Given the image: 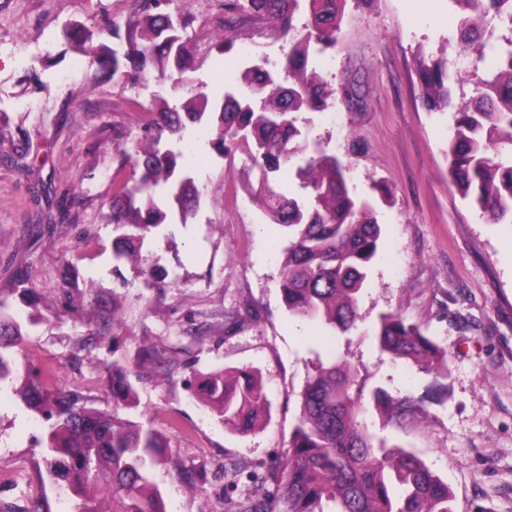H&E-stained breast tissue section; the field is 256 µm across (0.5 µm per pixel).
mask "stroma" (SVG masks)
Wrapping results in <instances>:
<instances>
[{
	"label": "stroma",
	"instance_id": "stroma-1",
	"mask_svg": "<svg viewBox=\"0 0 512 512\" xmlns=\"http://www.w3.org/2000/svg\"><path fill=\"white\" fill-rule=\"evenodd\" d=\"M195 43L223 41L197 72L211 84L263 57L283 63L288 45L266 22L227 28L218 0H182ZM132 0H0V293L28 321L25 357L52 370V385L108 411L112 362L138 381L141 422L169 451L154 480L166 512H235L288 452L306 381L327 350L360 367L366 393L423 398V415L371 431L415 453L453 493L454 512H512V224H492L450 183V112H429L417 77L420 53L456 62L458 15L449 0H347L340 41L317 70L329 88L360 87L364 106L342 98L315 114L312 138L342 158L358 191L386 184L382 240L361 303L363 326L383 312L420 325L448 356L435 380L382 355L369 338H316L291 316L280 290L284 228L268 224L241 188L250 173L197 148L201 190L187 223L158 232L142 254L176 272L175 288H151L130 266L112 267L102 221L119 150L137 137L155 83L130 88L89 64L118 47ZM48 275L50 299L21 297L26 272ZM67 273L65 288L55 279ZM117 309L105 340L88 343L89 305ZM216 369L248 370L269 406L241 434L219 423L190 384ZM42 419L12 392L0 397V512H72L47 474Z\"/></svg>",
	"mask_w": 512,
	"mask_h": 512
}]
</instances>
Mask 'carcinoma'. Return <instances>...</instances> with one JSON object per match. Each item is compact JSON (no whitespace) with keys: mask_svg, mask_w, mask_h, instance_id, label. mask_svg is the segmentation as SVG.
I'll use <instances>...</instances> for the list:
<instances>
[{"mask_svg":"<svg viewBox=\"0 0 512 512\" xmlns=\"http://www.w3.org/2000/svg\"><path fill=\"white\" fill-rule=\"evenodd\" d=\"M173 2L133 0V29L121 50L112 51V74H122L131 88L153 80L180 93L173 104L154 98L142 134L120 150L105 214L114 267L141 262L145 241L176 218L186 223L197 207L199 190L185 163L194 147L188 132L231 164L245 144L249 167L258 173L246 191L270 223L288 229L280 279L289 314L341 335L358 330L359 300L382 235L375 197L387 201L391 194L382 182L369 194L349 185L347 167L309 139L305 117L328 107L315 62L336 49L346 0H221L224 25L270 21L273 35L288 40V53L282 67L259 59L236 83L210 93L195 77L199 51L172 12ZM452 2L460 15L459 54L485 61L492 21L512 29V0ZM302 10L307 17L299 26ZM501 41L496 63L465 103H454V73L444 58H423L418 80L428 111L455 110L451 184L489 221L512 223V36ZM293 162L298 191L292 193L273 176ZM128 166L132 176L123 180L120 171ZM8 309L0 296V391L25 372L23 402L47 423L40 446L48 473L75 498V512H165L153 471L166 444L135 421L138 398L127 370L112 366L110 413L78 392L46 387L43 374L22 363L23 325ZM372 336L392 359L423 362L427 372L448 375L446 352L401 314L381 315ZM364 388L360 370L336 355L319 364L302 394L288 454L273 475L276 490L258 488L238 512H275L277 501L285 512H324V500L335 504V512H453L448 483L413 452L370 431ZM194 394L240 433L251 431L268 406L261 381L245 371L206 374ZM373 398L388 424L421 411L409 397L379 390Z\"/></svg>","mask_w":512,"mask_h":512,"instance_id":"carcinoma-1","label":"carcinoma"}]
</instances>
